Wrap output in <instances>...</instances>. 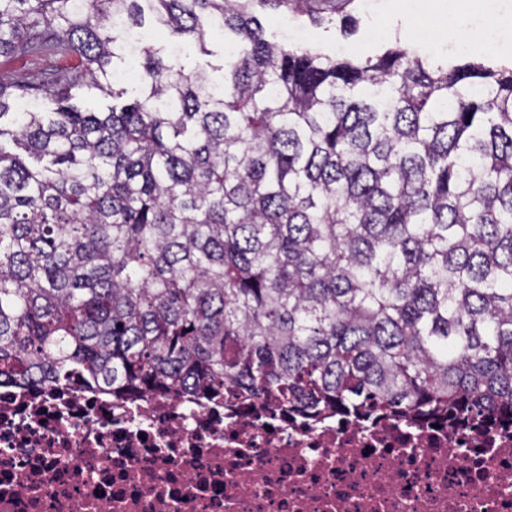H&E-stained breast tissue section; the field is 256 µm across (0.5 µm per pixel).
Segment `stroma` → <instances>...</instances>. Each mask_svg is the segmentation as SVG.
<instances>
[{"instance_id": "stroma-1", "label": "stroma", "mask_w": 512, "mask_h": 512, "mask_svg": "<svg viewBox=\"0 0 512 512\" xmlns=\"http://www.w3.org/2000/svg\"><path fill=\"white\" fill-rule=\"evenodd\" d=\"M357 19L355 31L346 32L331 24H312L307 16L287 8H264L261 11L268 33L290 45H306L340 57H367L381 54L392 45V38L383 34L392 24L410 23L436 30L439 19L454 15L460 38L467 40L466 52H450L444 60L448 65L466 62L512 66V0H353ZM495 16L503 30L493 42H476L472 33L487 16ZM224 35L207 33L205 45L194 40L180 41L178 61L185 69H206L214 81L223 78ZM64 60L52 54L38 58L0 57V77L21 81L37 73H59Z\"/></svg>"}]
</instances>
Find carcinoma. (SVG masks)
<instances>
[{"label":"carcinoma","mask_w":512,"mask_h":512,"mask_svg":"<svg viewBox=\"0 0 512 512\" xmlns=\"http://www.w3.org/2000/svg\"><path fill=\"white\" fill-rule=\"evenodd\" d=\"M147 12L224 30L223 84L116 32ZM50 50L65 76L0 79V384L512 411V68L288 46L252 0H0V56ZM73 92L76 94V101L83 107L107 111L112 106V96H106L95 88L82 86L76 88Z\"/></svg>","instance_id":"carcinoma-1"}]
</instances>
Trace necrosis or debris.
<instances>
[{
    "mask_svg": "<svg viewBox=\"0 0 512 512\" xmlns=\"http://www.w3.org/2000/svg\"><path fill=\"white\" fill-rule=\"evenodd\" d=\"M0 512H512V415L5 384Z\"/></svg>",
    "mask_w": 512,
    "mask_h": 512,
    "instance_id": "1",
    "label": "necrosis or debris"
}]
</instances>
